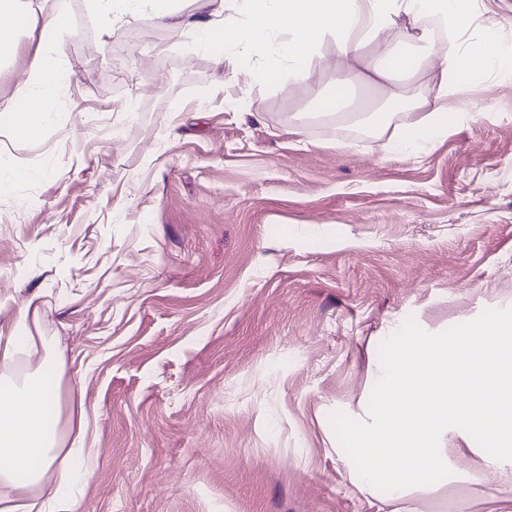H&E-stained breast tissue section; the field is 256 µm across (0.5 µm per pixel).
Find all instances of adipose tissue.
<instances>
[{
  "mask_svg": "<svg viewBox=\"0 0 512 512\" xmlns=\"http://www.w3.org/2000/svg\"><path fill=\"white\" fill-rule=\"evenodd\" d=\"M472 0H219L214 18L186 14L182 0H88L100 36L114 23L151 22L174 39L198 38L223 17L234 46L253 53L269 74L291 83L309 81L318 38L334 39L331 86L351 84L384 96L388 115L373 117L375 135L401 153L414 154L444 135L462 114L457 100L468 74L498 65L494 32L462 46L456 32L468 21ZM247 21L238 24V13ZM41 23L44 40L33 54L26 81L0 105L6 131L38 140L66 95L53 46L68 32L63 4L37 13L30 0H0V58L20 36ZM382 41L379 52L365 48ZM436 45L417 62L405 42ZM403 123H395L397 114ZM61 364L45 352L38 367L8 390L0 389V512H78L91 471L71 444L82 420L60 425L49 415L57 397L46 381ZM377 397L354 417L353 487L375 512H419L410 495L457 481L454 460L471 459L476 471L496 475L508 505L512 492V311L484 314L464 338L414 332L395 342L388 359L369 371ZM25 490V498L14 490Z\"/></svg>",
  "mask_w": 512,
  "mask_h": 512,
  "instance_id": "adipose-tissue-1",
  "label": "adipose tissue"
}]
</instances>
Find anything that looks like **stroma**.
I'll use <instances>...</instances> for the list:
<instances>
[{
    "mask_svg": "<svg viewBox=\"0 0 512 512\" xmlns=\"http://www.w3.org/2000/svg\"><path fill=\"white\" fill-rule=\"evenodd\" d=\"M68 3L65 103L38 141L0 131L27 173L0 195V348L23 374L45 337L63 408L86 411L80 512H369L337 418L374 401L383 338L512 307V75L480 76L460 122L408 156L311 115L331 40L293 86L222 35L205 54L148 23L114 26L118 64ZM490 26L512 56V0H475L461 37ZM40 43L31 28L0 66V101ZM133 99L137 132L118 138ZM496 491L481 474L413 498L485 512Z\"/></svg>",
    "mask_w": 512,
    "mask_h": 512,
    "instance_id": "1",
    "label": "stroma"
}]
</instances>
